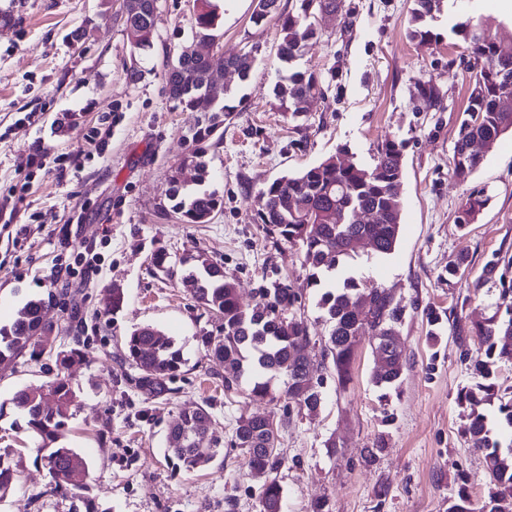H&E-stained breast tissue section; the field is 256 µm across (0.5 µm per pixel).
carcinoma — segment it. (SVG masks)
<instances>
[{"label": "carcinoma", "instance_id": "1", "mask_svg": "<svg viewBox=\"0 0 512 512\" xmlns=\"http://www.w3.org/2000/svg\"><path fill=\"white\" fill-rule=\"evenodd\" d=\"M342 0H295V9L284 13L280 0H254L252 22L259 26L269 19L280 27L278 57L282 63L275 85L278 107L292 119L307 112L309 100L325 96L323 75L298 68L307 43L318 38V17L334 14ZM446 0H414L407 20V34L421 43L438 44L443 36L436 23L444 13ZM218 13L212 0H196L191 14L192 38L177 50L165 54L163 74L168 99L175 107L194 112L206 105L214 113L213 123L203 136L211 135L221 124L220 113L233 111L230 89L214 86V72L232 69L241 80L248 79L256 62L258 47L251 46L226 56L216 46ZM158 5L152 0H125L123 25L131 54H143L153 48L157 36ZM451 45L463 51L460 61L469 74L468 105L459 122L453 148V176L464 181L491 152L500 137L512 133V88L500 84L498 75L512 73V44H503L493 34V23L463 11L448 23ZM420 99L426 108L439 111L443 96L433 78L420 83ZM404 177L403 145L387 137L378 149L372 167L355 162L343 163L330 156L321 162L275 178L256 196L257 217L271 234L297 245L308 268L306 285L323 288L319 306L325 309L329 324L322 347V360L329 361L332 376L339 387L350 381L351 365L360 337L377 338L373 354L383 367L372 375V383L383 391L382 397L398 388L407 366L402 346L386 339L399 335L406 309H423L432 334H437L442 316L431 305L420 307L415 299H403L387 293L386 288L347 274L348 260L358 255L357 242L371 240L377 257L391 255L399 241L402 226V185ZM174 210L186 224H205L220 206L213 193L200 190L183 193V185L172 181L169 191ZM485 205L480 195H470L457 221L465 227L473 223ZM184 271L181 280L190 287L198 305L221 321L218 335L202 337L203 343L224 365V389L230 391L242 381L249 383V396H274L272 381L287 378L285 395L295 403L297 413L312 417L322 404L324 379H312L307 349L311 336L306 320L294 312L299 292L286 283L259 289V301L251 308L240 303L235 284L224 275V267L201 253ZM512 264L498 250L486 261L473 283L478 289L496 282L502 285L495 312L467 329L455 332V343L462 361L468 363L472 383L457 392V402L478 407L499 402L500 422L512 430V396L500 394L496 383L498 360L512 357V280L505 281L501 263ZM153 269L174 275L168 253L163 249L151 255ZM53 296L32 298L8 325H0V361L47 356L57 367L50 382L51 398L38 389L20 390L11 403L26 418V426L40 440L41 457L51 477V490L63 497H75L83 489L76 473L87 470V463L65 444L67 421L73 416L76 391L67 373L80 358V350H57L50 336L55 326L44 320V309L53 304ZM124 294L119 288H106L99 299L103 315L120 311ZM478 348H471L472 338ZM123 356L136 370L130 377L139 392L159 397L169 391L168 383L184 364L183 354L172 337L156 327L140 326L124 337ZM215 421L203 407L186 410L168 435L169 448L177 464L193 469L212 462L219 454L213 438ZM472 447L485 461L490 489L481 507H474L465 484L460 483L448 498L447 512H496L498 502L512 497V448H502L488 426L486 415L471 413L467 427ZM278 429L266 418H241L235 429V443L247 454L253 470L272 472L281 460L277 452ZM22 458L12 448H0V499L16 480ZM283 492L276 480L267 483L261 493L262 512H281Z\"/></svg>", "mask_w": 512, "mask_h": 512}]
</instances>
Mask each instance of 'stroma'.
I'll return each mask as SVG.
<instances>
[{
    "label": "stroma",
    "instance_id": "35a3bbf8",
    "mask_svg": "<svg viewBox=\"0 0 512 512\" xmlns=\"http://www.w3.org/2000/svg\"><path fill=\"white\" fill-rule=\"evenodd\" d=\"M225 54L256 45L258 61L246 81L215 73L232 89V111L219 132L208 112L175 109L163 80L166 47L191 37L185 0H158V36L129 81L130 45L123 0H0V325L27 300L55 293L46 313L58 326V349L79 345L70 369L78 387L68 442L86 459L79 497L50 491L37 442L13 408V394L48 385L55 364L23 356L0 363V448L23 454L18 481L0 500V512H260L269 479L283 489V512H445L458 482L473 501L486 498L489 476L465 427L469 407L458 389L470 373L458 358L455 325H470L494 311L498 288L473 281L502 242L512 243V135L501 137L468 180L451 175L456 128L467 103V79L448 60L447 42L411 40L406 20L412 0H343L340 14L319 20L301 65L337 77L325 98L311 100L306 116L291 119L274 96L280 62L275 21L255 26L253 0H217ZM353 29H345L346 17ZM430 76L444 96L440 112L425 109L419 79ZM40 122L20 126L17 112ZM111 129L105 156L93 153L95 130ZM404 144L403 224L395 252L380 259L364 251L351 275L382 284L395 296L432 304L444 313L437 342L419 310H407L399 328L410 358L396 392L382 396L371 382L374 339L362 337L346 387L327 382L314 417L298 416L276 380L275 399L249 397L247 385L225 391L224 368L201 338L220 322L200 313L180 276L155 272L150 257L166 248L173 262L203 251L224 267L240 302L253 306L260 288L288 281L302 291L296 312L311 336L328 325L318 306L320 289L306 285L299 247L270 235L256 216L260 189L345 149L369 166L385 137ZM43 141L54 154L86 152L64 179L31 167L30 149ZM205 151L204 190L222 202L205 224H185L169 198L173 176L190 179L183 160ZM488 203L478 220L460 227L456 217L470 194ZM68 241H61L62 228ZM103 240L100 270L91 283L65 288L54 276L73 262L83 243ZM467 253L469 274L447 280L445 269ZM119 288L126 305L98 315V295ZM154 326L172 336L185 363L172 393L149 399L127 382L121 342L134 328ZM206 408L221 439L208 465L185 469L167 456V434L186 409ZM262 414L279 423L276 474L251 471L234 444L241 416ZM386 446L375 461L363 451L378 435ZM335 438L337 451L325 446ZM386 494H379V487Z\"/></svg>",
    "mask_w": 512,
    "mask_h": 512
}]
</instances>
